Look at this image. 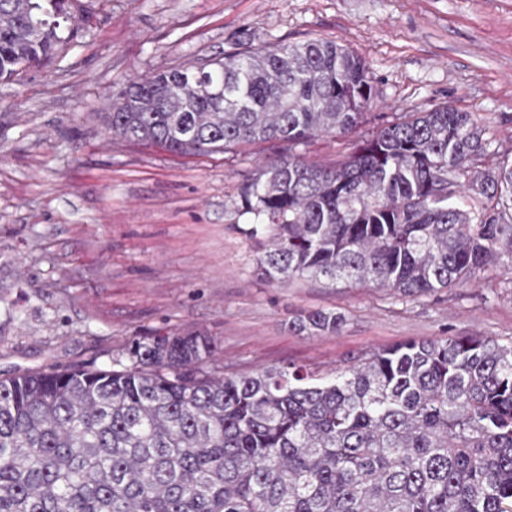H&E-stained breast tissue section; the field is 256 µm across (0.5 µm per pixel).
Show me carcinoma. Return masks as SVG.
<instances>
[{"mask_svg":"<svg viewBox=\"0 0 512 512\" xmlns=\"http://www.w3.org/2000/svg\"><path fill=\"white\" fill-rule=\"evenodd\" d=\"M80 0H0V80L89 23ZM375 93L333 41L233 47L131 82L107 113L126 142L182 155L288 144L238 187L268 280L347 279L431 296L512 259V163L473 113L381 117L332 167L293 149L344 136ZM310 311L299 333L334 335ZM213 337L134 339L110 367L0 379V512H512V343L409 341L314 382L300 367L208 369Z\"/></svg>","mask_w":512,"mask_h":512,"instance_id":"obj_1","label":"carcinoma"}]
</instances>
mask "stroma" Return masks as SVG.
I'll use <instances>...</instances> for the list:
<instances>
[{
	"mask_svg": "<svg viewBox=\"0 0 512 512\" xmlns=\"http://www.w3.org/2000/svg\"><path fill=\"white\" fill-rule=\"evenodd\" d=\"M68 49L0 82V378L111 365L127 344L201 332L225 373L288 363L313 378L410 340L512 342V272L432 296L348 280L266 281L237 187L287 144L178 156L112 138L105 114L138 77L202 66L233 44L326 39L372 75V120L306 147L332 165L396 117L449 104L473 113L489 150H512V0H83ZM341 313L334 336L288 329Z\"/></svg>",
	"mask_w": 512,
	"mask_h": 512,
	"instance_id": "1",
	"label": "stroma"
}]
</instances>
